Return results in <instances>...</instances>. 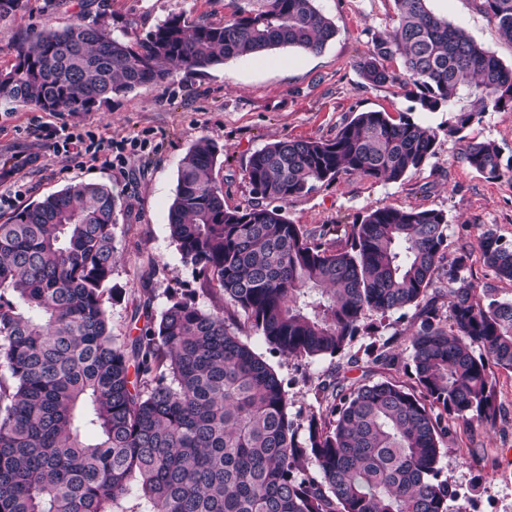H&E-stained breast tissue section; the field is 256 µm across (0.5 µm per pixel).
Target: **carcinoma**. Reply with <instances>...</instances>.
<instances>
[{
    "instance_id": "1",
    "label": "carcinoma",
    "mask_w": 512,
    "mask_h": 512,
    "mask_svg": "<svg viewBox=\"0 0 512 512\" xmlns=\"http://www.w3.org/2000/svg\"><path fill=\"white\" fill-rule=\"evenodd\" d=\"M512 43V0H478ZM396 26L355 67L371 86L404 90L446 127L362 111L331 139L271 142L245 173L268 201L231 208L217 187L219 146L197 140L181 159L169 232L200 290L225 306L145 302L136 336L112 334L117 200L100 183L69 186L0 223V512H448L440 478L448 421L494 427V369L512 371V301H480L468 255L448 260L436 209H371L345 247L288 220V200L357 175L398 182L435 155L438 131L462 134L512 112V67L429 0H395ZM336 36L315 0H234L222 23L168 16L135 41L101 14L62 30L31 28L0 98L46 112H91L175 69L204 73L278 47L319 53ZM398 62L401 71L391 69ZM461 161L500 176L492 141ZM479 249L512 281V246L492 231ZM447 267L448 308L433 288ZM243 318L285 358L339 357L389 314L414 307V384L331 375L315 387L306 442L289 417L284 379L226 323ZM392 339L363 350L392 365Z\"/></svg>"
}]
</instances>
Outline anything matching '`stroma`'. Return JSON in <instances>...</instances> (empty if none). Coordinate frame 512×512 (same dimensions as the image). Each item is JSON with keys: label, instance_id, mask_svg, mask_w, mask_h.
Masks as SVG:
<instances>
[{"label": "stroma", "instance_id": "stroma-1", "mask_svg": "<svg viewBox=\"0 0 512 512\" xmlns=\"http://www.w3.org/2000/svg\"><path fill=\"white\" fill-rule=\"evenodd\" d=\"M42 3L23 0L14 15L0 19V70L14 64L16 39L32 27L62 29L106 13L118 31L135 39L173 13L217 24L231 14L230 0H67L48 14L42 12ZM315 5L337 30L318 53L279 47L227 60L203 74L178 69L166 83L137 87L113 96L98 110L75 115L44 112L0 98V162L16 169L21 184L12 205L0 208V222L79 183L107 185L117 199L112 283L124 290L125 299L111 309L115 335H127L132 329L126 309L132 300H150L157 314L177 289L196 291L197 303L206 309L222 303L220 297L198 293L192 267L183 262L169 236L168 214L179 164L200 138L223 146L214 170L216 184L228 206L244 207L255 201L245 175L247 159L267 143L284 138L330 139L356 113L368 110L393 116L404 112L415 122L434 127L447 120V113L414 109L399 88L366 85L354 67L372 37L392 29L394 0H316ZM430 8L512 66V43L500 37L476 0H430ZM63 124L111 138V165L91 168L74 156L54 153L45 129ZM484 140L501 149L503 168L495 179L483 177L460 160L468 142ZM384 206L444 211L448 254L467 253L466 275L477 294L512 299V281L497 276L479 249L488 230L512 244V112L485 114L461 139L441 131L435 155L403 181L341 175L291 198L285 213L304 230L326 227L328 242L342 247L359 217ZM387 322V334L396 338L395 361L390 366H370L369 375L375 381L410 382L409 338L418 325L417 310L394 312ZM241 338L287 381L289 415L294 421H305L318 411L314 387L335 372V359H287L270 353L254 331L243 330ZM495 378L502 413L496 426L457 421L451 423L444 441L442 475L456 490L448 512H512V372L496 371Z\"/></svg>", "mask_w": 512, "mask_h": 512}]
</instances>
